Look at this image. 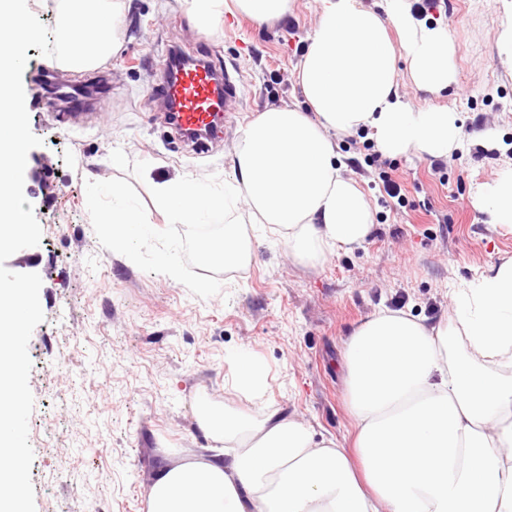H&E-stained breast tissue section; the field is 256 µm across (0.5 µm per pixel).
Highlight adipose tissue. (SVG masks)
Masks as SVG:
<instances>
[{
  "label": "adipose tissue",
  "mask_w": 512,
  "mask_h": 512,
  "mask_svg": "<svg viewBox=\"0 0 512 512\" xmlns=\"http://www.w3.org/2000/svg\"><path fill=\"white\" fill-rule=\"evenodd\" d=\"M202 32L224 14L257 26L288 18L293 0H175ZM319 20L297 71L302 102L261 112L241 128L233 180L223 193L192 178L157 195L168 223L223 211L211 248L225 268L245 265L244 228L263 224L309 263L352 250L374 227L371 204L348 174L344 138L369 132L383 155L449 158L463 144L459 116L414 108L403 78L438 93L457 81L448 29L429 26L407 0H319ZM112 188L113 246L150 231ZM492 224H512V171L475 199ZM355 452L316 439L304 422L270 413L259 422L198 408L223 440L217 460L167 466L149 487V512H512V257L457 293L452 317L428 323L378 310L344 355Z\"/></svg>",
  "instance_id": "ef3b65f1"
}]
</instances>
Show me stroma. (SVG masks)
Segmentation results:
<instances>
[{
	"label": "stroma",
	"mask_w": 512,
	"mask_h": 512,
	"mask_svg": "<svg viewBox=\"0 0 512 512\" xmlns=\"http://www.w3.org/2000/svg\"><path fill=\"white\" fill-rule=\"evenodd\" d=\"M319 12V0H294L285 21L258 28L229 16L204 35L169 0H126L120 47L102 66V110L71 125L59 122L35 81L55 60L27 49L23 87L42 144L29 153L24 195L42 238L6 266L42 280L45 319L28 345L36 512H148L158 467L189 450L221 448L198 426L202 402L254 420L270 411L292 416L351 447L343 362L353 330L380 308L439 320L456 290L512 257V228L490 225L474 205L482 185L512 169V67L495 45L507 20L501 0H442L429 10L428 25L447 27L455 40L458 79L439 94L408 81L402 91L413 107L453 109L465 132L493 128L507 151L463 144L439 174L431 161L394 158L401 207L383 203L364 137L344 139L374 212L362 247L304 265L251 224L250 263L227 270L189 253L193 225L163 223L157 182L189 176L223 191L241 127L299 99L296 70ZM173 46L239 72L241 97L205 154L174 140L149 98ZM116 183L154 224L126 252L113 250L96 222L97 212L111 210ZM163 256L176 275L162 269ZM244 356L267 370L261 399L234 384Z\"/></svg>",
	"instance_id": "obj_1"
}]
</instances>
